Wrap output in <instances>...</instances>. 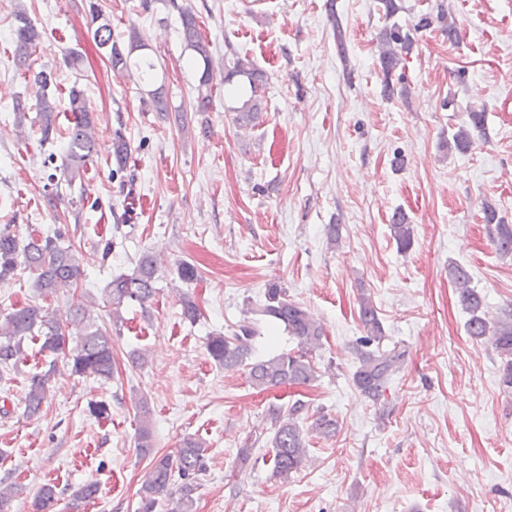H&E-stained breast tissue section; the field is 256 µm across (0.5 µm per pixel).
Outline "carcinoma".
<instances>
[{"mask_svg": "<svg viewBox=\"0 0 512 512\" xmlns=\"http://www.w3.org/2000/svg\"><path fill=\"white\" fill-rule=\"evenodd\" d=\"M380 3L385 18L389 20L375 42V52L383 76V93L389 99L397 95L403 97L408 94L407 88H395L391 75L403 62L404 56L412 52L414 40L396 21L397 15L404 10L402 0H380ZM178 14L182 42L190 52V63L199 73L197 97L192 110L208 112L212 110L211 82L214 70L210 43L200 32L196 13L191 6L178 7ZM89 15V25L94 27V45L106 53L113 74H131V57L148 49L143 36L134 29L128 45L121 46L112 40V26L100 11L92 6ZM435 21L448 34L449 43L458 41L459 28L455 18L443 9L434 19L427 15L421 17L419 27H429ZM11 36L14 64L18 70L30 74L37 88L35 111L40 142L44 145L57 138L61 139L64 154L57 184L64 183L71 187L98 152L93 108L84 90L77 84L73 85L68 92V111L73 114V122L63 134H58L56 100L49 94L54 84L53 73L46 69L31 72V57L41 44L42 34L23 9L14 14ZM224 70V83L229 85L236 78L248 83L250 95L233 108V112L239 129H251L259 122L264 109L263 93L267 75L248 57H242L236 52L224 59ZM141 105L146 111L161 116L170 112L168 99L160 86L147 91ZM485 121L484 111H467L465 123L459 125L448 139V149L467 151L472 143L473 132L485 134ZM110 149L117 169H123L128 163L130 143L122 128L112 131ZM481 213L482 222L486 224L498 253L512 256V224L506 223L490 203L482 206ZM390 230L400 250L406 251L411 247L414 231L406 214L395 213ZM65 236L66 231L61 227L52 236H41L31 231L23 244L12 225L0 227V281L24 267L33 274L32 287L44 300L56 296L62 289H76L81 276V251L71 243H64ZM158 268L157 257L145 252L139 257L132 273H120L108 283L107 292L112 304L115 332H120L122 307L137 304L145 309L152 303L159 292L156 287ZM448 274L455 284L462 306L470 314L467 323L469 336L477 341L488 339L492 342L495 350L505 360L503 383L512 387V310H505L494 318L488 317L480 296L471 287L468 272L456 265L448 269ZM359 318L365 335L357 340L358 366L353 373V383L365 397L376 403L384 396L391 377L404 364L406 350L397 346L390 349L383 347L385 332L371 298L361 299ZM262 321L282 327L288 335L297 339V349L268 358L253 357L252 342ZM72 328L78 330L79 341L71 349ZM324 336V328L313 314L289 300L285 289L272 283L266 288L265 301L256 307L247 308L246 315L232 334H217L209 338L207 351L226 371L244 369L250 385L263 390L313 381L316 378L313 353L321 348ZM28 337L42 339L39 353L53 357L48 370L34 373L27 379L24 404L25 412L30 417L42 412L43 404L50 396V383L56 373V358L59 356L67 357V366L74 375L109 379L114 373L112 332L93 322L90 310L84 303L72 305L64 319L39 304H27L8 312L0 320V381L4 374L17 368L26 358L23 343ZM307 412V404L299 399L286 410L279 406L269 409L273 474L283 481L298 472L307 461L308 443L299 424ZM337 427V420L325 413L318 415L311 424L312 431L327 438L336 434ZM137 441L138 448L144 453L152 447L150 410L147 402L142 399L139 400ZM206 451L203 443L186 440L176 451V458L163 456L155 459L140 488L138 512H155L159 501L173 497L176 498L174 512H193L196 490L208 469ZM57 496L56 486H42L35 500L36 512H52Z\"/></svg>", "mask_w": 512, "mask_h": 512, "instance_id": "carcinoma-1", "label": "carcinoma"}]
</instances>
